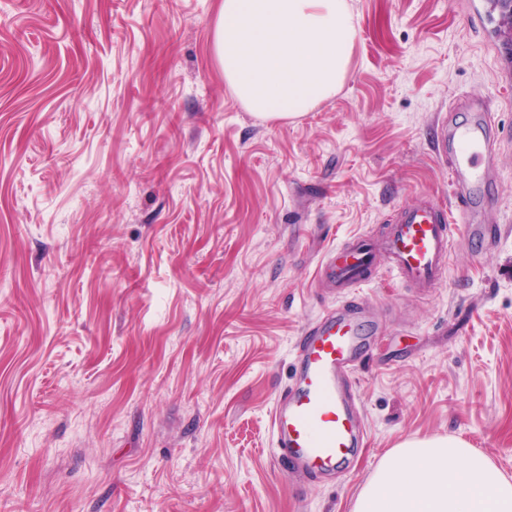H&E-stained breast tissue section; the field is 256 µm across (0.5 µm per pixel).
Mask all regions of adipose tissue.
Here are the masks:
<instances>
[{
  "label": "adipose tissue",
  "mask_w": 512,
  "mask_h": 512,
  "mask_svg": "<svg viewBox=\"0 0 512 512\" xmlns=\"http://www.w3.org/2000/svg\"><path fill=\"white\" fill-rule=\"evenodd\" d=\"M354 512H512V480L458 438L407 440L383 457Z\"/></svg>",
  "instance_id": "ef3b65f1"
}]
</instances>
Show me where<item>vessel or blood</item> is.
I'll list each match as a JSON object with an SVG mask.
<instances>
[{
	"mask_svg": "<svg viewBox=\"0 0 512 512\" xmlns=\"http://www.w3.org/2000/svg\"><path fill=\"white\" fill-rule=\"evenodd\" d=\"M468 109V123L435 125L434 147L448 165L452 205L406 207L386 234L353 238L329 250L318 266L317 279L336 303L300 336L294 381L271 416L273 455L287 473L306 481L335 473L364 445L367 429L351 376L378 330L363 304L347 300L348 291L371 285L384 267L427 295L445 281L456 240L477 255L501 240V227L488 221L498 203L487 167L499 143L495 116L479 98L469 99Z\"/></svg>",
	"mask_w": 512,
	"mask_h": 512,
	"instance_id": "vessel-or-blood-1",
	"label": "vessel or blood"
}]
</instances>
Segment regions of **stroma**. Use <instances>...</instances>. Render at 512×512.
<instances>
[{
  "mask_svg": "<svg viewBox=\"0 0 512 512\" xmlns=\"http://www.w3.org/2000/svg\"><path fill=\"white\" fill-rule=\"evenodd\" d=\"M348 3L336 95L264 120L224 80L221 0H0V512H353L436 435L512 478V234L456 246L427 297L380 271L364 448L322 483L274 462L318 261L449 201L431 128L456 99L509 132L512 227V78L468 0Z\"/></svg>",
  "mask_w": 512,
  "mask_h": 512,
  "instance_id": "stroma-1",
  "label": "stroma"
}]
</instances>
